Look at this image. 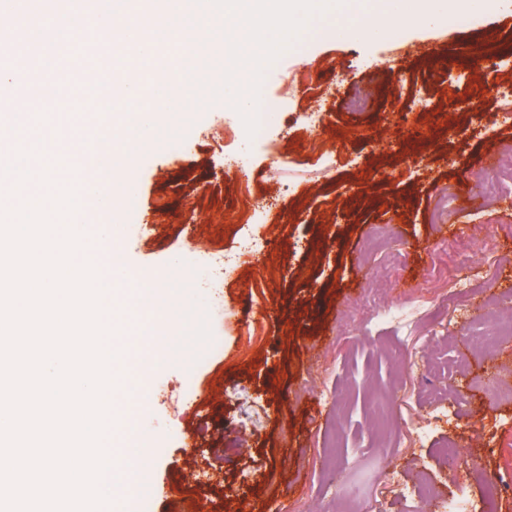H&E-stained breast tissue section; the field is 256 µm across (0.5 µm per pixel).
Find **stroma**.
<instances>
[{"label": "stroma", "instance_id": "1", "mask_svg": "<svg viewBox=\"0 0 512 512\" xmlns=\"http://www.w3.org/2000/svg\"><path fill=\"white\" fill-rule=\"evenodd\" d=\"M380 2L316 15L266 68L261 96L281 109L265 138L248 139L219 100L172 114L125 172L148 226L128 240V273L174 282L180 326L147 372L137 431L149 489L128 493L125 512H337L349 497L359 512H433L415 492L421 467L441 494L464 486L512 512V343L478 341L512 314V191L468 208L456 200L478 192L482 152L512 165L500 151L512 144V53H486L477 74L441 59L384 78L399 65L392 34L414 50L443 47L512 27V11L477 0L353 34ZM302 69L310 83L293 80ZM316 79L335 85L320 104ZM359 89L368 111L346 107ZM246 193L264 212L233 223ZM377 232L403 255L387 282L373 280L381 257L366 250ZM193 250L235 259L222 292L203 287ZM411 301L438 307V321L375 322ZM461 357L469 374L448 382L465 407L432 421L425 392ZM428 422L433 435L416 441ZM448 440L470 469L437 464Z\"/></svg>", "mask_w": 512, "mask_h": 512}]
</instances>
